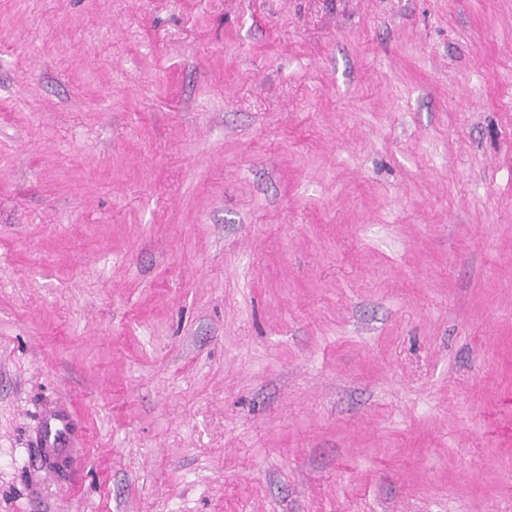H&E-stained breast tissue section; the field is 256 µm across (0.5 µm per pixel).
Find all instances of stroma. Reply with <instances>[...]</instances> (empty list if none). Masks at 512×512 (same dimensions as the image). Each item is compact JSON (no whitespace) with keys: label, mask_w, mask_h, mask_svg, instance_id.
Wrapping results in <instances>:
<instances>
[{"label":"stroma","mask_w":512,"mask_h":512,"mask_svg":"<svg viewBox=\"0 0 512 512\" xmlns=\"http://www.w3.org/2000/svg\"><path fill=\"white\" fill-rule=\"evenodd\" d=\"M510 395L512 0H0V512H512ZM56 422L62 426L60 428ZM69 428V421L63 414L49 413L43 419L42 441L46 448H56V442Z\"/></svg>","instance_id":"obj_1"}]
</instances>
